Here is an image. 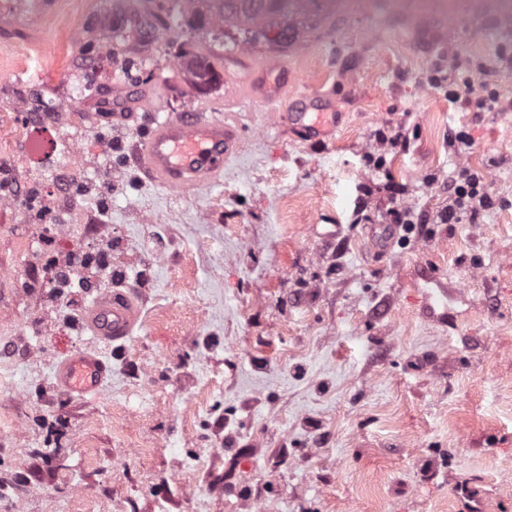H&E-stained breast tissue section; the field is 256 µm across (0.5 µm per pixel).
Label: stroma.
Segmentation results:
<instances>
[{
  "label": "stroma",
  "instance_id": "35a3bbf8",
  "mask_svg": "<svg viewBox=\"0 0 512 512\" xmlns=\"http://www.w3.org/2000/svg\"><path fill=\"white\" fill-rule=\"evenodd\" d=\"M92 2L59 0L34 108L89 59ZM309 26L261 75L269 93L237 107L223 178L187 195L132 153L154 118L201 111L181 45L223 72L269 54L227 53L174 14L112 28L102 93L120 118L93 111L60 135L86 149L83 209L111 224L118 279L61 297L36 287L42 270L13 277L31 244L0 207V512H468L463 483L481 512H512V8L355 0ZM464 79L501 107L450 102ZM464 170L493 203L441 223ZM428 270L447 319L423 306ZM114 288L144 318L119 351L71 323ZM80 351L111 367L93 398L51 383Z\"/></svg>",
  "mask_w": 512,
  "mask_h": 512
}]
</instances>
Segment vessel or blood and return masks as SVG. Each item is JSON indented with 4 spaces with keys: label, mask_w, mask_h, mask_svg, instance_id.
<instances>
[{
    "label": "vessel or blood",
    "mask_w": 512,
    "mask_h": 512,
    "mask_svg": "<svg viewBox=\"0 0 512 512\" xmlns=\"http://www.w3.org/2000/svg\"><path fill=\"white\" fill-rule=\"evenodd\" d=\"M56 4L57 0H0V29L24 33L43 29L54 17ZM228 82L227 108H235L256 93L254 79L232 76ZM235 132L229 118H157L136 144V160L152 182L192 188L218 179L224 157L235 144ZM140 314L131 294L115 290L94 298L85 307L79 328L119 348L133 335ZM106 377V364L93 352L63 357L52 369L57 390L83 398L97 396Z\"/></svg>",
    "instance_id": "1"
}]
</instances>
